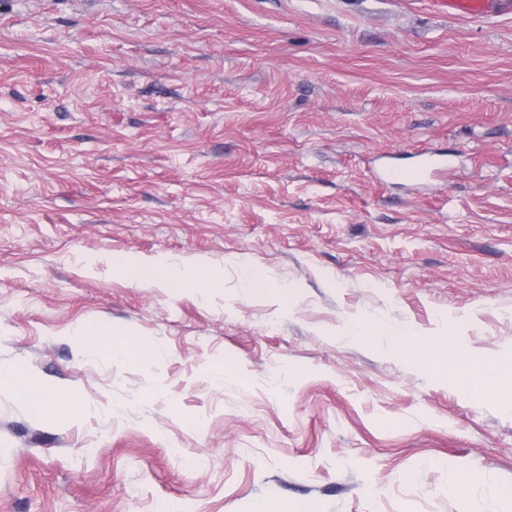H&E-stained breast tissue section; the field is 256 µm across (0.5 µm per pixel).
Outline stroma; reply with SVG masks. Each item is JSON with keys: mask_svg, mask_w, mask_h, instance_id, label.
Masks as SVG:
<instances>
[{"mask_svg": "<svg viewBox=\"0 0 512 512\" xmlns=\"http://www.w3.org/2000/svg\"><path fill=\"white\" fill-rule=\"evenodd\" d=\"M355 317L512 350V5L0 0V366L65 410L0 389V512H512V411ZM434 5L451 15L484 17L490 12L492 0H434ZM124 268L132 280L138 284L179 288L183 279L178 264L170 263L165 259L145 263L138 256L129 255L124 262ZM245 284L250 293L278 297L290 293V288H276L272 280L260 271H247ZM77 335L83 350L89 355L96 354L104 346H110L113 358L129 362L135 360L140 353L139 346L132 340L117 341L102 330L91 326L80 328Z\"/></svg>", "mask_w": 512, "mask_h": 512, "instance_id": "stroma-1", "label": "stroma"}]
</instances>
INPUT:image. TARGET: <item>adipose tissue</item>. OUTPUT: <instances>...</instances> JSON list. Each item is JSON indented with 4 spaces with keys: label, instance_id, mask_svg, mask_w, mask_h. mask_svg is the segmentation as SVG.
I'll return each instance as SVG.
<instances>
[{
    "label": "adipose tissue",
    "instance_id": "1",
    "mask_svg": "<svg viewBox=\"0 0 512 512\" xmlns=\"http://www.w3.org/2000/svg\"><path fill=\"white\" fill-rule=\"evenodd\" d=\"M124 268L139 284L155 285L158 287H179L183 274L177 264L164 259L144 262L138 256H128ZM349 336L359 337L371 343L385 346L394 353H405L440 365H449L459 370H472L473 362L460 352V342L450 337L438 347L427 344L413 328L397 325L384 319L366 321L355 319L349 322Z\"/></svg>",
    "mask_w": 512,
    "mask_h": 512
}]
</instances>
